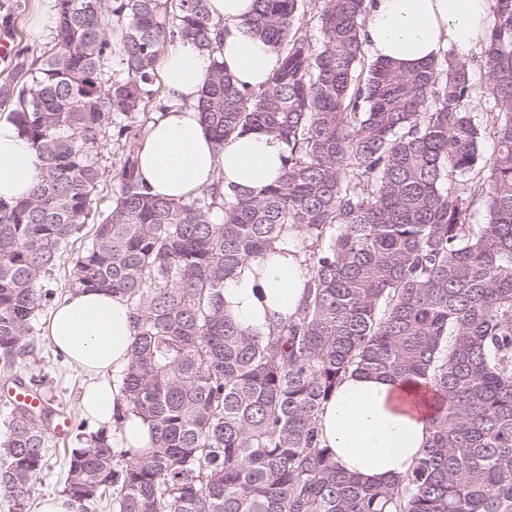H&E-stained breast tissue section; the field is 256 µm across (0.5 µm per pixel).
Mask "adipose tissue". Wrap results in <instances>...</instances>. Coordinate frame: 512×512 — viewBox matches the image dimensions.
Instances as JSON below:
<instances>
[{"label":"adipose tissue","instance_id":"adipose-tissue-1","mask_svg":"<svg viewBox=\"0 0 512 512\" xmlns=\"http://www.w3.org/2000/svg\"><path fill=\"white\" fill-rule=\"evenodd\" d=\"M494 0H368L366 47L372 57L415 70L447 53L468 56L482 45ZM253 0H207L222 26L224 66L240 83L265 87L278 54L246 23ZM211 61L192 43L169 46L160 59L164 110L139 139L138 173L153 194L178 200L222 181L225 191H257L281 175L289 148L274 135L249 131L216 148L196 109ZM41 159L15 123L0 119V198L27 196ZM310 270L295 233L251 258L224 282V308L249 332L266 335L272 321L297 314ZM134 334L126 300L79 288L56 307L47 335L88 376L81 403L106 422L120 397L108 373L123 370ZM321 437L336 464L378 484L411 471L429 440V412L418 385L348 373L318 414Z\"/></svg>","mask_w":512,"mask_h":512}]
</instances>
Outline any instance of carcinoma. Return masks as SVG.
<instances>
[{
    "mask_svg": "<svg viewBox=\"0 0 512 512\" xmlns=\"http://www.w3.org/2000/svg\"><path fill=\"white\" fill-rule=\"evenodd\" d=\"M50 48L15 64L11 120L42 160L29 196L0 198V369L33 352L42 288L91 212L108 138L142 135L156 66L178 41L212 64L197 111L216 146L263 130L290 146L259 192L153 195L135 151L71 288L129 304L134 335L116 426L68 458L88 512H512V0L482 50L414 72L365 63L366 0H254L246 24L280 56L255 91L224 69L206 0H55ZM317 21L319 36L297 25ZM484 73L492 110L471 112ZM495 144L488 167L480 147ZM459 182L466 187L458 188ZM481 204L487 219L472 222ZM296 232L310 268L296 316L257 336L224 310V280ZM351 371L418 384L430 436L412 472L371 486L323 445L321 405ZM56 409L12 405L0 491L24 512ZM116 437L120 445L122 441L145 443L148 441V425L141 418L130 415L116 433Z\"/></svg>",
    "mask_w": 512,
    "mask_h": 512,
    "instance_id": "obj_1",
    "label": "carcinoma"
}]
</instances>
